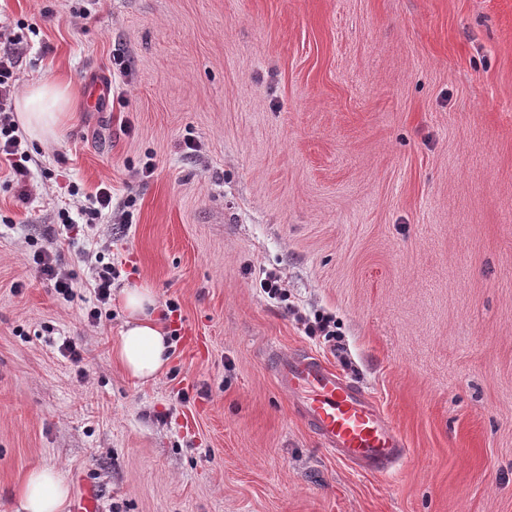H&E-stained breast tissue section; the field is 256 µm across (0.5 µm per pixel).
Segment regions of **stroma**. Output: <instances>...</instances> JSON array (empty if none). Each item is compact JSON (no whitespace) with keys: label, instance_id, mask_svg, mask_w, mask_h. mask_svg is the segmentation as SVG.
I'll return each mask as SVG.
<instances>
[{"label":"stroma","instance_id":"stroma-1","mask_svg":"<svg viewBox=\"0 0 512 512\" xmlns=\"http://www.w3.org/2000/svg\"><path fill=\"white\" fill-rule=\"evenodd\" d=\"M0 32L18 88L78 92L29 199L0 167V512L43 466L106 512H512V0H0ZM66 217L70 302L33 261ZM86 252L153 288L154 381L112 357L120 304L88 322ZM274 348L354 380L404 462L325 456ZM104 508V495L95 486L88 485L72 505V512H100Z\"/></svg>","mask_w":512,"mask_h":512}]
</instances>
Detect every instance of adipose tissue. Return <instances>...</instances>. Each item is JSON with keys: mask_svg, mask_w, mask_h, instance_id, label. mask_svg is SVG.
I'll list each match as a JSON object with an SVG mask.
<instances>
[{"mask_svg": "<svg viewBox=\"0 0 512 512\" xmlns=\"http://www.w3.org/2000/svg\"><path fill=\"white\" fill-rule=\"evenodd\" d=\"M75 93L70 83L39 80L28 84L15 103L16 119L33 139L49 144L56 140L71 117ZM122 303L127 319L112 344V355L132 378L147 383L169 361L170 343L157 313L153 291L147 286L124 289ZM69 488L52 467L31 471L19 491L18 512H63Z\"/></svg>", "mask_w": 512, "mask_h": 512, "instance_id": "adipose-tissue-1", "label": "adipose tissue"}]
</instances>
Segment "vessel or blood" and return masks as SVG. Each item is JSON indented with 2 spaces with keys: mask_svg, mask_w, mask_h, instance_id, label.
<instances>
[{
  "mask_svg": "<svg viewBox=\"0 0 512 512\" xmlns=\"http://www.w3.org/2000/svg\"><path fill=\"white\" fill-rule=\"evenodd\" d=\"M271 368L277 385L291 397L326 452L362 469L383 475L407 455L405 441L384 413L353 382L320 359L279 349ZM104 496L86 486L72 512H102Z\"/></svg>",
  "mask_w": 512,
  "mask_h": 512,
  "instance_id": "b4317fda",
  "label": "vessel or blood"
}]
</instances>
